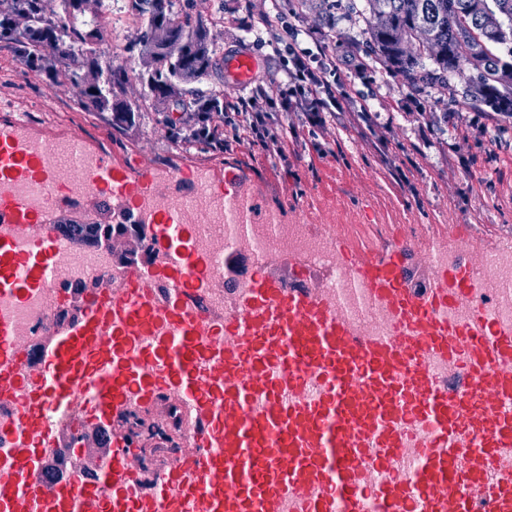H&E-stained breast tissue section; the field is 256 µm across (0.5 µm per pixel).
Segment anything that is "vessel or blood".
<instances>
[{
	"label": "vessel or blood",
	"instance_id": "vessel-or-blood-1",
	"mask_svg": "<svg viewBox=\"0 0 512 512\" xmlns=\"http://www.w3.org/2000/svg\"><path fill=\"white\" fill-rule=\"evenodd\" d=\"M261 67L226 53L224 83L250 85ZM66 142L70 183L55 139L0 123V298L54 287L57 229L75 211L146 225L156 259L111 270L44 346L38 379L0 325V380L32 383L0 425L15 443L0 457V512H92L95 484L67 476L44 500L35 481L43 415L77 389L101 420L165 398L185 404L194 428L195 451L153 479L139 475L134 443L113 437L112 512H512V322L497 316L479 255L417 283L406 249L348 253L339 289L314 284L308 257L228 250L218 312L198 284L213 261L195 225L243 236L279 212L235 168L161 177Z\"/></svg>",
	"mask_w": 512,
	"mask_h": 512
}]
</instances>
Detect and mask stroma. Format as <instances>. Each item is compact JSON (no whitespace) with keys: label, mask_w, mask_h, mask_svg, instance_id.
Wrapping results in <instances>:
<instances>
[{"label":"stroma","mask_w":512,"mask_h":512,"mask_svg":"<svg viewBox=\"0 0 512 512\" xmlns=\"http://www.w3.org/2000/svg\"><path fill=\"white\" fill-rule=\"evenodd\" d=\"M189 8L212 22L225 49L261 56L260 82L270 87L291 64L288 46L325 45L345 77L335 91L348 94L346 111L319 124L321 105L299 94L288 109L266 113L257 131L228 138L224 149L186 151L156 125L152 106L143 107L139 125L113 128L107 116L83 112L71 89L28 71L5 43L0 100L21 106L32 132L77 136L133 168L243 169L285 223L333 231L349 252L408 241L414 265L417 250L435 243L451 251L464 241L489 253L512 250V118L473 105L467 75L446 88L411 90L401 75L367 65L353 47L365 39V20L337 6L325 13L311 0H189ZM138 33L134 16H114L98 34L102 60L127 56L141 69L130 54ZM267 134L281 136L284 157L263 148Z\"/></svg>","instance_id":"35a3bbf8"}]
</instances>
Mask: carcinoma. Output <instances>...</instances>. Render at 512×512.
<instances>
[{"mask_svg": "<svg viewBox=\"0 0 512 512\" xmlns=\"http://www.w3.org/2000/svg\"><path fill=\"white\" fill-rule=\"evenodd\" d=\"M177 0H125V8L140 24L138 44L145 71L137 74L142 100L158 106L175 105L188 114L210 117L224 111V95L204 91L193 83L204 77L224 81V52L210 38L202 16L176 7ZM82 0H57L46 14L44 0H0V40L17 46L19 60L30 70L46 71L57 86L74 90L77 103L89 115L110 113L112 126L136 122L141 103L123 98L130 80L129 61L98 63L94 32L105 21L104 0H94L86 17ZM349 14L370 15L366 55L408 79L412 89L448 84L451 73L475 72L468 95L476 103L512 114V30L498 36L474 35L482 14L491 12L512 25V0H345ZM386 15L392 29L383 30L375 17ZM424 28L430 43L417 55L401 52L398 34ZM431 61V67L422 60ZM75 238L98 243L113 224H70Z\"/></svg>", "mask_w": 512, "mask_h": 512, "instance_id": "carcinoma-1", "label": "carcinoma"}]
</instances>
